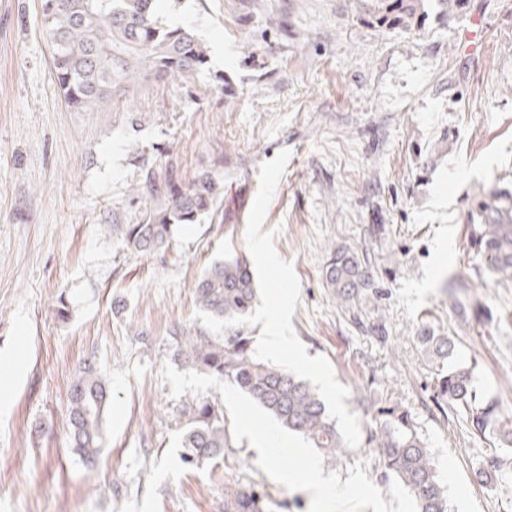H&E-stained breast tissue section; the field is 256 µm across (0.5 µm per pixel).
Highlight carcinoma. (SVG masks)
Wrapping results in <instances>:
<instances>
[{"instance_id":"carcinoma-1","label":"carcinoma","mask_w":512,"mask_h":512,"mask_svg":"<svg viewBox=\"0 0 512 512\" xmlns=\"http://www.w3.org/2000/svg\"><path fill=\"white\" fill-rule=\"evenodd\" d=\"M158 0H41L42 31L51 49L56 85L67 106L76 112L93 110L99 103L125 95L143 78L185 76L206 63V49L190 31L171 28L159 20ZM381 22L408 26L416 19V0H382ZM155 181L146 177L136 189L151 203L143 224L116 228L123 244L146 256L170 246L175 231L216 214L224 199V183L210 173L201 174L182 189L168 185L165 197L155 194ZM481 224L475 243L487 272L502 283L512 282V203L498 198L478 203ZM327 287L336 297L350 301L371 286L369 272L355 252L339 249L325 268ZM196 303L203 312L219 317L243 316L256 302L250 264L228 254L213 262L200 276ZM186 359L197 370L227 381L266 410L282 427L305 438L324 456L347 452L342 437L316 390L306 381L273 365L258 362L250 338L241 334L212 339L177 337ZM420 342L436 374L437 394L448 406L466 415L478 434L495 433L512 447V420L496 406L477 401L473 370L450 363L455 342L448 336L422 331ZM108 387L95 361L84 362L70 393L68 428L71 446L84 462L96 459L103 441L108 409ZM380 418L367 436L378 449L383 477H393L413 495L416 512H450L448 495L430 450L418 436L408 413L394 407L379 410ZM182 462L198 467L224 452L227 442L224 410L192 397L185 405ZM267 494L253 486L234 487L224 496V512H265Z\"/></svg>"}]
</instances>
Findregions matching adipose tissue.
Segmentation results:
<instances>
[{
	"mask_svg": "<svg viewBox=\"0 0 512 512\" xmlns=\"http://www.w3.org/2000/svg\"><path fill=\"white\" fill-rule=\"evenodd\" d=\"M264 438L269 461H277L281 453L286 451L292 452L299 459V466L283 472L280 479L285 484L314 492L319 512H340L344 503L352 501L356 494L355 486L331 482L307 449L292 444L272 428L265 431Z\"/></svg>",
	"mask_w": 512,
	"mask_h": 512,
	"instance_id": "adipose-tissue-1",
	"label": "adipose tissue"
}]
</instances>
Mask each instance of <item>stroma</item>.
I'll return each mask as SVG.
<instances>
[{
    "instance_id": "stroma-1",
    "label": "stroma",
    "mask_w": 512,
    "mask_h": 512,
    "mask_svg": "<svg viewBox=\"0 0 512 512\" xmlns=\"http://www.w3.org/2000/svg\"><path fill=\"white\" fill-rule=\"evenodd\" d=\"M380 0H160L205 47L186 77L141 80L126 97L71 111L51 71L41 0H0V512H224L253 485L269 512H314L285 485L296 457L268 461L246 426L271 416L193 369L176 336H203L195 287L225 254L247 255L259 166L291 158L264 229L281 227L301 299L292 325L329 360L363 432L378 407L407 411L438 462L451 512H512V449L477 437L436 392L418 341L454 338L477 397L512 419V283L471 248L481 195L512 193V0H469L446 17L420 0L411 26L380 23ZM224 183L217 215L163 253L127 250L104 224H140L147 174ZM358 253L374 288L354 303L327 288L333 250ZM70 306L56 313L58 298ZM110 389L103 449L70 446V385L87 358ZM224 410L223 455L181 461L184 409ZM502 453V476L480 481ZM367 489L344 512H414L368 446L320 457Z\"/></svg>"
}]
</instances>
